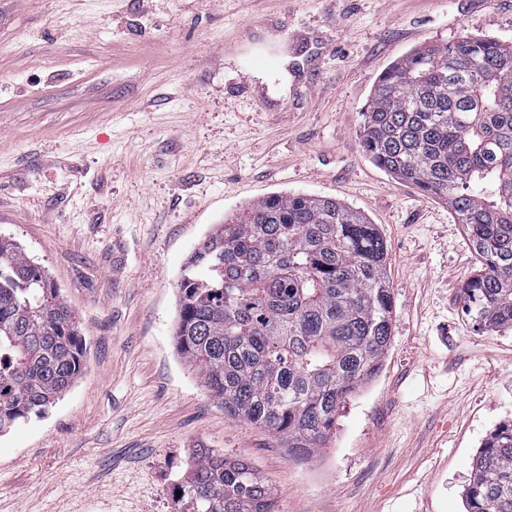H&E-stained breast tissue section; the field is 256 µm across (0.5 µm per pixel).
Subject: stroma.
Segmentation results:
<instances>
[{"label": "stroma", "mask_w": 512, "mask_h": 512, "mask_svg": "<svg viewBox=\"0 0 512 512\" xmlns=\"http://www.w3.org/2000/svg\"><path fill=\"white\" fill-rule=\"evenodd\" d=\"M466 34L512 43V0H0V236L87 348L73 387L0 436V512H181L199 448L249 462L277 512H464L512 418V330L468 320L463 225L359 130L393 62ZM275 192L376 224L393 293L380 372L305 461L225 417L173 339L187 257Z\"/></svg>", "instance_id": "35a3bbf8"}]
</instances>
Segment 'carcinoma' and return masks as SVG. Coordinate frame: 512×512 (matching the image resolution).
Listing matches in <instances>:
<instances>
[{"label": "carcinoma", "mask_w": 512, "mask_h": 512, "mask_svg": "<svg viewBox=\"0 0 512 512\" xmlns=\"http://www.w3.org/2000/svg\"><path fill=\"white\" fill-rule=\"evenodd\" d=\"M360 139L380 168L439 199L466 230L479 269L464 286L480 330L512 328V45L464 36L415 49L381 74ZM378 228L331 198L273 193L188 257L178 354L230 419L311 458L346 399L387 354L393 297ZM85 345L46 272L0 236V436L43 415L82 375ZM186 512H275L247 462L195 451ZM465 512H512V426L477 452Z\"/></svg>", "instance_id": "cac0c4a2"}]
</instances>
